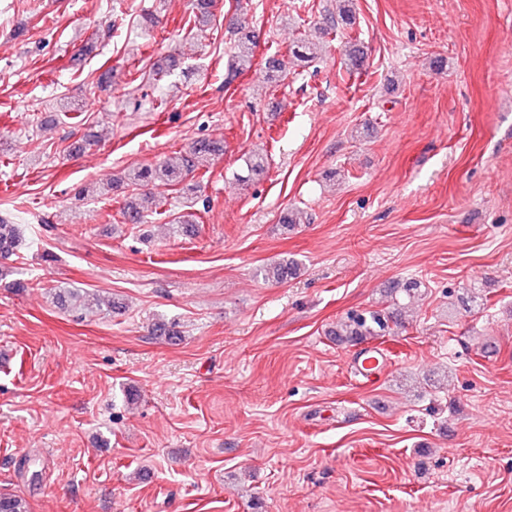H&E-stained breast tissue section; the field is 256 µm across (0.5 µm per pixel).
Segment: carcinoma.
Returning <instances> with one entry per match:
<instances>
[{
  "instance_id": "cac0c4a2",
  "label": "carcinoma",
  "mask_w": 512,
  "mask_h": 512,
  "mask_svg": "<svg viewBox=\"0 0 512 512\" xmlns=\"http://www.w3.org/2000/svg\"><path fill=\"white\" fill-rule=\"evenodd\" d=\"M355 25V13L349 0L340 5L332 26L336 30L351 29ZM238 39L235 42L234 62L229 69L228 78H233L251 68L255 52V36L246 24L236 28ZM325 45L305 39L297 40L288 50L292 62L308 65L321 58ZM220 152L217 143L207 139L196 140L188 150L176 152L147 164L128 173L127 181L138 186H147L156 181H182L196 170L209 163L211 157ZM248 176L239 178L245 184L248 180L263 174L267 169V159L262 156H251L246 160ZM20 245L19 225L11 224L0 218V257L13 255ZM297 267L292 263L278 264L263 269L267 280L283 282L296 275ZM421 282L409 279L404 282L393 281L383 290L389 298V305L382 309L366 312L354 311L346 316L340 324L336 335L348 342H363L368 339L392 336L401 326L396 312L390 307L398 305V298L415 296ZM56 302L64 309L77 311L85 306L86 294L79 288H59L54 293ZM0 512H30L27 501L8 493L0 494Z\"/></svg>"
}]
</instances>
